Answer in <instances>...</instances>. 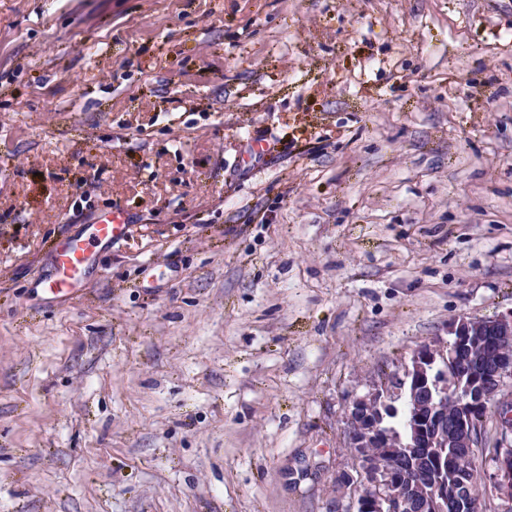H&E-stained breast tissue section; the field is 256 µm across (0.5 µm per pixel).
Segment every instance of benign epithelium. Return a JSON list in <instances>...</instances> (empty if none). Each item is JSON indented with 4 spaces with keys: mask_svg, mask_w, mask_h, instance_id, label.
Listing matches in <instances>:
<instances>
[{
    "mask_svg": "<svg viewBox=\"0 0 512 512\" xmlns=\"http://www.w3.org/2000/svg\"><path fill=\"white\" fill-rule=\"evenodd\" d=\"M446 348L421 347L405 369L398 387H408L409 419L405 432L394 436L384 426L393 412L394 392L375 390L352 403L346 414L345 432L353 465L339 476L342 486L353 490L356 510L336 502L332 512H462L473 494L469 479L460 472L463 461L479 455L485 446L483 434L473 429L471 419L481 410L498 408L503 430L512 431V313L496 318L453 320ZM448 368L433 372L437 356ZM457 412L448 416V401ZM365 448H378L391 456L404 449L414 460L429 454L442 474L456 472L451 482L442 480L403 485L404 469L393 462L374 468L375 458ZM486 491L497 501L500 512H512V448H499L492 469L485 476Z\"/></svg>",
    "mask_w": 512,
    "mask_h": 512,
    "instance_id": "7a95c632",
    "label": "benign epithelium"
}]
</instances>
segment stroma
Here are the masks:
<instances>
[{"label": "stroma", "mask_w": 512, "mask_h": 512, "mask_svg": "<svg viewBox=\"0 0 512 512\" xmlns=\"http://www.w3.org/2000/svg\"><path fill=\"white\" fill-rule=\"evenodd\" d=\"M510 313L512 0H0V512H329L353 401ZM131 230L125 210L114 208L99 215L85 230L60 242L52 251V274L40 281L44 290L56 298L72 295L86 280L94 262V248L123 241Z\"/></svg>", "instance_id": "obj_1"}]
</instances>
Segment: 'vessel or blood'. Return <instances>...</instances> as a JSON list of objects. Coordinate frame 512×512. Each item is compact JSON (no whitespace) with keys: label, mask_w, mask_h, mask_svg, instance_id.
<instances>
[{"label":"vessel or blood","mask_w":512,"mask_h":512,"mask_svg":"<svg viewBox=\"0 0 512 512\" xmlns=\"http://www.w3.org/2000/svg\"><path fill=\"white\" fill-rule=\"evenodd\" d=\"M131 230L125 210L115 208L99 215L85 230L60 242L52 251L51 275L41 280L44 290L56 298L72 295L86 280L94 262V248L123 241Z\"/></svg>","instance_id":"b4317fda"}]
</instances>
